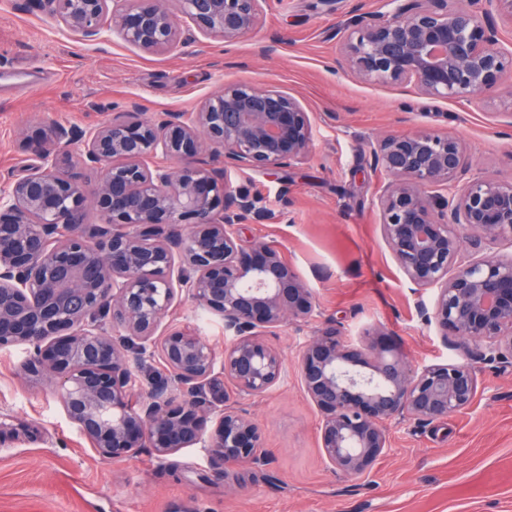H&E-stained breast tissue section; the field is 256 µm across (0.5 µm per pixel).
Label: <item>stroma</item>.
Wrapping results in <instances>:
<instances>
[{"label":"stroma","instance_id":"stroma-1","mask_svg":"<svg viewBox=\"0 0 512 512\" xmlns=\"http://www.w3.org/2000/svg\"><path fill=\"white\" fill-rule=\"evenodd\" d=\"M380 0H267L259 28L233 44L185 32L174 51L149 54L105 31L80 37L32 0H0V181L34 162L26 138L54 124L88 130L123 112L148 118L191 112L230 83L274 87L312 112L307 159L281 169H227L234 190L256 200L241 224L245 244L279 247L312 288L317 313L264 339L287 376L238 405L261 424L267 470L229 467L214 478L203 447L160 460L150 449L118 462L100 458L64 415L54 390L22 379L26 349L0 350V512H512V369L482 367L471 409L423 424L389 427L390 448L369 472L344 477L324 463L319 417L298 373L301 347L333 323L344 337L384 333L418 369L462 356L421 319L414 293L382 241L375 196L385 185L368 145L429 129L459 140L470 176L512 182V79L470 100L421 96L334 67L336 30L354 7ZM163 327H187L223 354L224 326L190 299Z\"/></svg>","mask_w":512,"mask_h":512}]
</instances>
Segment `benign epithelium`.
<instances>
[{"label": "benign epithelium", "mask_w": 512, "mask_h": 512, "mask_svg": "<svg viewBox=\"0 0 512 512\" xmlns=\"http://www.w3.org/2000/svg\"><path fill=\"white\" fill-rule=\"evenodd\" d=\"M84 38L112 29L147 53L182 42L181 23L238 41L261 23L266 0H34ZM343 28L336 66L416 93L470 98L512 78V49L494 15L512 0H381ZM312 113L278 89L224 85L193 112L114 120L89 131L55 125L28 143L38 164L0 183V349L28 346L25 377L52 386L65 416L104 459L148 446L160 459L200 445L214 476L230 466L260 472L269 452L258 423L215 392L264 393L285 377L263 333L307 322L312 289L279 248L242 244L253 202L202 157V140L237 169L300 164L313 142ZM392 180L376 197L380 231L408 283L435 291L419 313L463 361L417 371L376 330L353 342L326 327L302 347L301 385L320 415L322 457L360 476L389 448L388 425L433 423L469 409L481 366L512 357V257L456 264L460 234L473 248L512 241V182L465 179L464 149L429 130L390 134L371 148ZM172 158L174 173L157 158ZM104 169L94 184L75 168ZM101 223L87 224L88 203ZM217 314L231 336L219 357L185 328L160 330L181 296ZM112 310V335L98 322ZM158 357L167 375L144 387L129 350Z\"/></svg>", "instance_id": "7a95c632"}]
</instances>
